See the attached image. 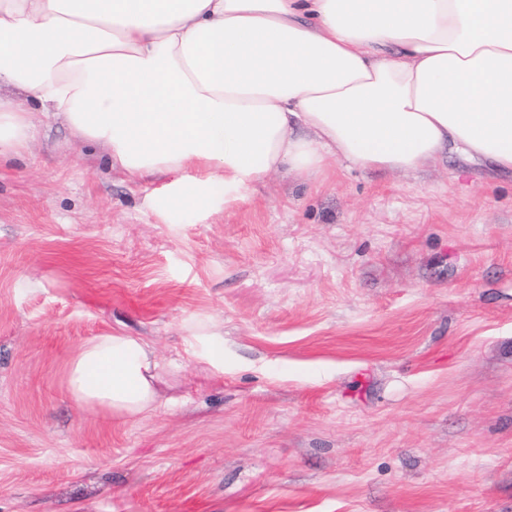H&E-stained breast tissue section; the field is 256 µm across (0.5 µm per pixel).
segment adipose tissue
Wrapping results in <instances>:
<instances>
[{"label": "adipose tissue", "mask_w": 512, "mask_h": 512, "mask_svg": "<svg viewBox=\"0 0 512 512\" xmlns=\"http://www.w3.org/2000/svg\"><path fill=\"white\" fill-rule=\"evenodd\" d=\"M61 120L165 223L268 173L409 171L446 153L512 171V0H0V157ZM159 363L128 334L83 345L79 403L153 409Z\"/></svg>", "instance_id": "1"}]
</instances>
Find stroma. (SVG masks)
I'll return each mask as SVG.
<instances>
[{
	"mask_svg": "<svg viewBox=\"0 0 512 512\" xmlns=\"http://www.w3.org/2000/svg\"><path fill=\"white\" fill-rule=\"evenodd\" d=\"M161 184L54 119L0 160V512H512L511 172H273L186 224ZM107 333L154 411L71 398Z\"/></svg>",
	"mask_w": 512,
	"mask_h": 512,
	"instance_id": "stroma-1",
	"label": "stroma"
}]
</instances>
